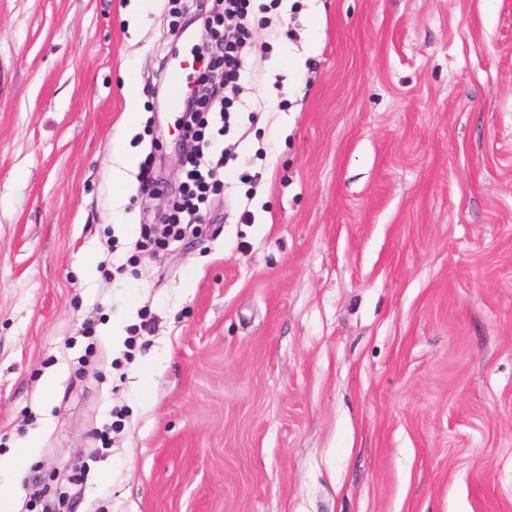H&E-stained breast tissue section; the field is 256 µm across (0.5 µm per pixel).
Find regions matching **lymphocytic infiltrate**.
<instances>
[{
	"label": "lymphocytic infiltrate",
	"mask_w": 512,
	"mask_h": 512,
	"mask_svg": "<svg viewBox=\"0 0 512 512\" xmlns=\"http://www.w3.org/2000/svg\"><path fill=\"white\" fill-rule=\"evenodd\" d=\"M250 0H172L176 17L193 13L202 16L215 43L209 56L200 57L192 78L193 93L184 103L178 125L190 144L183 169L184 180L178 198L160 213L157 224L141 227L138 247L153 249L160 236L177 237L201 218L209 196L221 184L227 152L217 143L230 122L224 112V93L237 85L242 53L251 46Z\"/></svg>",
	"instance_id": "f902f5d3"
}]
</instances>
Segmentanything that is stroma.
Listing matches in <instances>:
<instances>
[{"label": "stroma", "mask_w": 512, "mask_h": 512, "mask_svg": "<svg viewBox=\"0 0 512 512\" xmlns=\"http://www.w3.org/2000/svg\"><path fill=\"white\" fill-rule=\"evenodd\" d=\"M252 40L223 189L139 251L183 180L163 56L206 31L0 0L14 512L79 466L72 512H512V0H280Z\"/></svg>", "instance_id": "35a3bbf8"}]
</instances>
